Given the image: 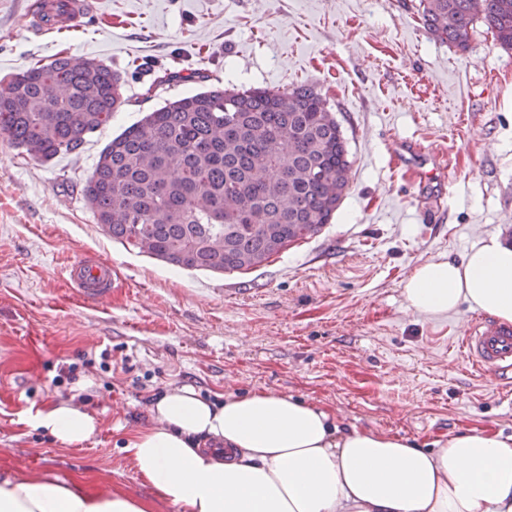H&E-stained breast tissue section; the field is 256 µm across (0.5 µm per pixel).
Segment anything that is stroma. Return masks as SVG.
<instances>
[{"label": "stroma", "instance_id": "obj_1", "mask_svg": "<svg viewBox=\"0 0 512 512\" xmlns=\"http://www.w3.org/2000/svg\"><path fill=\"white\" fill-rule=\"evenodd\" d=\"M31 0H0V81L57 56L121 77L128 103L74 153L32 159L0 139V477L51 474L90 490L152 497L125 447L153 426L151 402L190 386L223 401L267 389L320 405L344 427L419 447L468 430L512 435V387L456 346L478 311H408L421 263L458 259L477 239L512 243V53L484 23L467 51L419 20L418 0H99L84 30L33 32ZM166 71H201L143 99ZM316 86L352 163L320 233L248 271H187L113 241L80 188L101 150L166 101L213 87ZM415 145L408 169L393 160ZM120 286L86 302L63 270L86 253ZM108 352L110 375H58ZM110 390H103V378ZM99 421L68 444L32 414L77 394ZM154 501L152 512H183Z\"/></svg>", "mask_w": 512, "mask_h": 512}]
</instances>
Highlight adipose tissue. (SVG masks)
<instances>
[{"instance_id": "adipose-tissue-1", "label": "adipose tissue", "mask_w": 512, "mask_h": 512, "mask_svg": "<svg viewBox=\"0 0 512 512\" xmlns=\"http://www.w3.org/2000/svg\"><path fill=\"white\" fill-rule=\"evenodd\" d=\"M408 310L438 316L460 304L512 323V244L491 235L461 259L419 265ZM155 423L126 449L156 496L184 512H512V437L457 434L423 449L372 429L342 430L325 408L268 390L217 403L189 386L161 393ZM63 442L98 430L74 400L33 418ZM148 501L82 480L0 479V512H151Z\"/></svg>"}]
</instances>
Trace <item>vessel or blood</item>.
I'll use <instances>...</instances> for the list:
<instances>
[{
    "mask_svg": "<svg viewBox=\"0 0 512 512\" xmlns=\"http://www.w3.org/2000/svg\"><path fill=\"white\" fill-rule=\"evenodd\" d=\"M95 11L94 0H64L60 5L48 0L43 14L34 17L32 27L38 30L50 24L62 33L76 31ZM64 273L68 284L87 302L103 299L116 283L111 264L100 260L73 262L65 267ZM458 346L481 375L493 376L500 382L512 377V325L487 319L475 321L460 337Z\"/></svg>",
    "mask_w": 512,
    "mask_h": 512,
    "instance_id": "obj_1",
    "label": "vessel or blood"
}]
</instances>
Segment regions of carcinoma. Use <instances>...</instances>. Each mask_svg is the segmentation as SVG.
<instances>
[{
  "label": "carcinoma",
  "instance_id": "cac0c4a2",
  "mask_svg": "<svg viewBox=\"0 0 512 512\" xmlns=\"http://www.w3.org/2000/svg\"><path fill=\"white\" fill-rule=\"evenodd\" d=\"M424 27L467 50L477 21L512 51V0H419ZM124 104L120 76L59 56L0 82V136L38 160L79 149ZM351 162L314 86L210 89L167 102L114 137L81 188L112 239L187 270L263 265L318 234Z\"/></svg>",
  "mask_w": 512,
  "mask_h": 512
}]
</instances>
